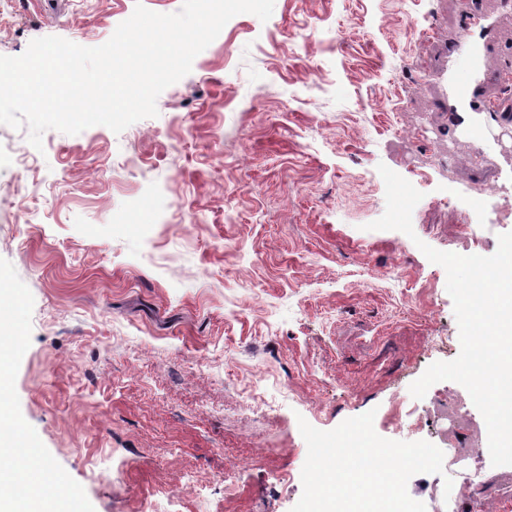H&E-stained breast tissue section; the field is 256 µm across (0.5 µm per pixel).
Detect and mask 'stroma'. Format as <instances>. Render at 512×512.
Returning <instances> with one entry per match:
<instances>
[{
  "label": "stroma",
  "instance_id": "stroma-1",
  "mask_svg": "<svg viewBox=\"0 0 512 512\" xmlns=\"http://www.w3.org/2000/svg\"><path fill=\"white\" fill-rule=\"evenodd\" d=\"M139 2L182 0H25L0 55L102 45ZM461 39L473 55L452 52ZM468 73L483 155L457 130ZM508 77L505 0H275L121 133L51 129L38 150L0 124V304L20 333L0 409L36 440L29 462L75 512H291L299 420L329 431L371 411L381 437L447 449L407 485L427 512H512V466H492L467 390L409 391L460 353L422 245L489 256L512 232L478 211L512 209ZM381 164L423 194L413 235L367 228Z\"/></svg>",
  "mask_w": 512,
  "mask_h": 512
}]
</instances>
